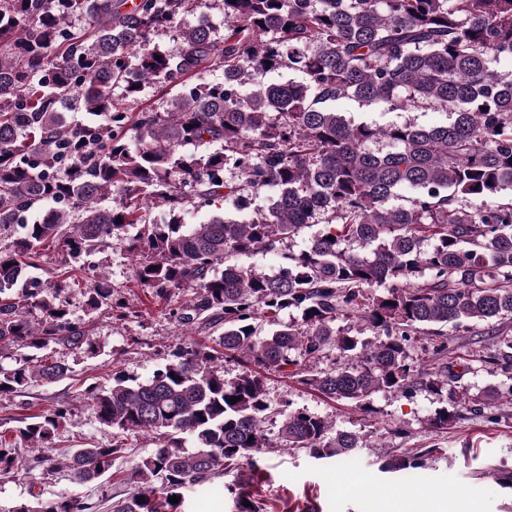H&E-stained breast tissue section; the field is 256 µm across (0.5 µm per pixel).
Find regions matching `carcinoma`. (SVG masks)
<instances>
[{"instance_id": "obj_1", "label": "carcinoma", "mask_w": 512, "mask_h": 512, "mask_svg": "<svg viewBox=\"0 0 512 512\" xmlns=\"http://www.w3.org/2000/svg\"><path fill=\"white\" fill-rule=\"evenodd\" d=\"M85 17L90 33L78 24ZM174 28L175 50L152 45ZM502 60H512V0H0V231L21 228L0 249V350L23 351L0 367V395L65 378L60 348L98 353L62 282L15 297L40 248L77 262L131 224L140 225L128 243L140 284L190 290L173 316L206 337L221 331L222 348L178 347L146 380L118 375L85 390L115 436L152 435V452L131 468L118 469L120 440L70 448L59 465L37 458L50 463L45 474L60 467L78 484L112 476L124 497L34 494L0 512H178L169 497L242 461L257 470L272 448L324 459L363 447L305 409L273 410L268 374L365 412L381 391L454 395L460 374L443 329L512 322V76L498 72ZM203 68L222 78L195 79ZM287 70L304 81L268 82ZM149 85L177 93L161 111L128 114L123 103ZM352 98L392 112L440 108L448 123L356 121L336 111ZM65 112L89 119L69 123ZM401 189L413 196L396 204ZM262 192L269 204L243 221L184 223L191 207L232 198L246 209ZM47 202L57 208L28 222ZM150 204L166 218L140 220ZM318 224L273 274L228 261ZM83 297L93 315L112 307V286L100 277ZM293 311L297 320L280 321ZM262 316L273 329L259 336ZM329 347L342 363L323 370ZM226 358L242 363L232 378ZM486 362L512 371V337L494 342ZM67 415L62 406L32 416L20 434L53 448ZM275 415L276 443L264 429ZM430 454L398 448L382 468L412 473ZM33 469L0 436V478ZM235 495L238 512H264Z\"/></svg>"}]
</instances>
